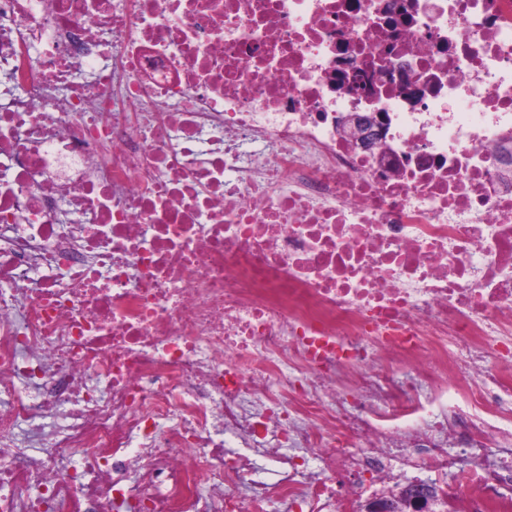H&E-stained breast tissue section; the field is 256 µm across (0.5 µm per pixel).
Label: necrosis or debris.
<instances>
[{"mask_svg": "<svg viewBox=\"0 0 512 512\" xmlns=\"http://www.w3.org/2000/svg\"><path fill=\"white\" fill-rule=\"evenodd\" d=\"M511 417L512 0H0V512H512Z\"/></svg>", "mask_w": 512, "mask_h": 512, "instance_id": "obj_1", "label": "necrosis or debris"}]
</instances>
